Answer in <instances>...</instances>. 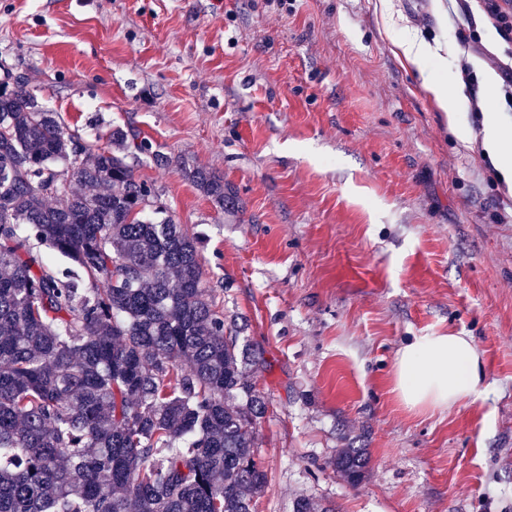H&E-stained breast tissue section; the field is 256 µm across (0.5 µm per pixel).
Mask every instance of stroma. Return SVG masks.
<instances>
[{
	"mask_svg": "<svg viewBox=\"0 0 512 512\" xmlns=\"http://www.w3.org/2000/svg\"><path fill=\"white\" fill-rule=\"evenodd\" d=\"M408 38L465 111L438 108ZM511 56L483 0H0V62L87 143L115 128L151 143L136 175L201 236L217 307L261 352L254 512L301 495L512 512V186L482 144L491 113L512 143ZM196 166L234 210L188 179ZM448 332L473 338L485 391L409 411L397 353ZM340 448L367 449L360 484L329 466ZM188 178L203 194L208 197L220 210L235 207V196L224 186V178L201 167H193L187 173Z\"/></svg>",
	"mask_w": 512,
	"mask_h": 512,
	"instance_id": "35a3bbf8",
	"label": "stroma"
}]
</instances>
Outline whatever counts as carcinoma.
I'll return each instance as SVG.
<instances>
[{"mask_svg": "<svg viewBox=\"0 0 512 512\" xmlns=\"http://www.w3.org/2000/svg\"><path fill=\"white\" fill-rule=\"evenodd\" d=\"M0 83V512H253L264 396L228 336L199 239L127 163ZM64 163L58 170L55 165ZM188 178L220 210L224 178ZM67 259L44 269L34 244ZM331 465L365 477L364 448ZM293 512H334L300 496Z\"/></svg>", "mask_w": 512, "mask_h": 512, "instance_id": "cac0c4a2", "label": "carcinoma"}]
</instances>
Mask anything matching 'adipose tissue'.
Returning a JSON list of instances; mask_svg holds the SVG:
<instances>
[{"label":"adipose tissue","instance_id":"obj_1","mask_svg":"<svg viewBox=\"0 0 512 512\" xmlns=\"http://www.w3.org/2000/svg\"><path fill=\"white\" fill-rule=\"evenodd\" d=\"M405 60L418 70L424 88L442 111H460L459 92L434 79L428 61L430 48L413 39L403 41ZM485 371L481 354L470 337L461 333L423 336L405 345L394 366V391L400 402L412 410L452 409L477 398L483 391Z\"/></svg>","mask_w":512,"mask_h":512}]
</instances>
